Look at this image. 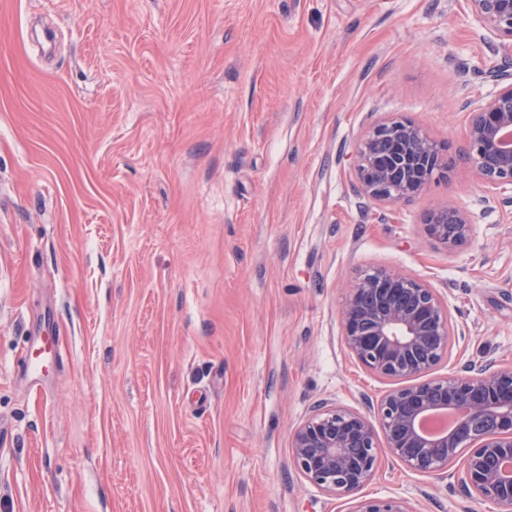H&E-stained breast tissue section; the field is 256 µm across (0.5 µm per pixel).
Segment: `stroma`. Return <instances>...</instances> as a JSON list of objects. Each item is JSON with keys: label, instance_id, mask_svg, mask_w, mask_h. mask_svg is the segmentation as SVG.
Returning a JSON list of instances; mask_svg holds the SVG:
<instances>
[{"label": "stroma", "instance_id": "35a3bbf8", "mask_svg": "<svg viewBox=\"0 0 512 512\" xmlns=\"http://www.w3.org/2000/svg\"><path fill=\"white\" fill-rule=\"evenodd\" d=\"M507 52L465 0H0V512H349L289 448L389 387L341 338L366 270L449 301L437 375L511 367L512 204L464 159ZM389 117L448 163L408 204L358 191ZM365 493L493 512L386 458ZM425 226L433 240L454 250L471 240L475 224L466 209L448 200V204L428 216Z\"/></svg>", "mask_w": 512, "mask_h": 512}]
</instances>
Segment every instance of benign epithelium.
<instances>
[{
	"label": "benign epithelium",
	"instance_id": "obj_1",
	"mask_svg": "<svg viewBox=\"0 0 512 512\" xmlns=\"http://www.w3.org/2000/svg\"><path fill=\"white\" fill-rule=\"evenodd\" d=\"M481 31L512 41V0H466ZM497 94L470 112L465 154L477 180L512 189V57L487 70ZM364 196L405 204L442 170L440 148L415 123L374 124L356 147ZM450 250L471 240L472 215L454 200L426 220ZM342 341L369 373L410 383L387 390L372 412L321 402L292 432L290 456L311 484L350 500L349 512H415L403 497L363 489L384 458L421 474H444L465 494L512 512V367L468 361L456 374L430 377L455 343L447 301L425 281L377 268L351 284L341 311ZM459 412L447 432L428 433L431 415Z\"/></svg>",
	"mask_w": 512,
	"mask_h": 512
}]
</instances>
